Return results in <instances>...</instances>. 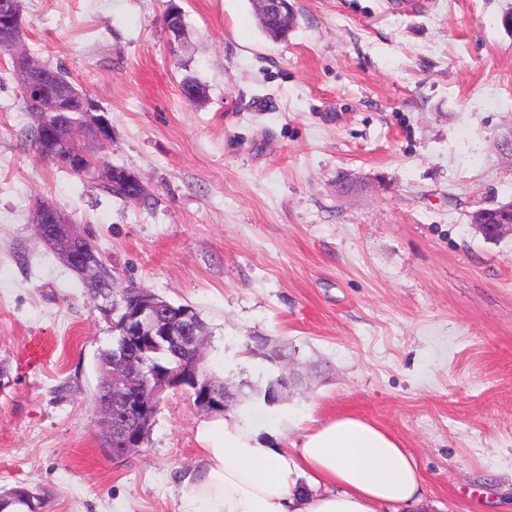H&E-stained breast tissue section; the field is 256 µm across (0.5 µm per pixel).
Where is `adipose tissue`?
Instances as JSON below:
<instances>
[{
    "label": "adipose tissue",
    "instance_id": "ef3b65f1",
    "mask_svg": "<svg viewBox=\"0 0 512 512\" xmlns=\"http://www.w3.org/2000/svg\"><path fill=\"white\" fill-rule=\"evenodd\" d=\"M289 425L263 408L202 423L183 512H420L424 478L394 434L339 412L286 446Z\"/></svg>",
    "mask_w": 512,
    "mask_h": 512
}]
</instances>
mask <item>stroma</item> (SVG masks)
<instances>
[{
    "mask_svg": "<svg viewBox=\"0 0 512 512\" xmlns=\"http://www.w3.org/2000/svg\"><path fill=\"white\" fill-rule=\"evenodd\" d=\"M183 14L172 41L163 14ZM288 40L252 0H24L26 50L106 112L100 154L153 202L38 156L0 53V490L40 512H181L209 412L167 391L143 446L107 456L92 399L112 324L40 241L37 200L90 233L116 287L192 305L236 388L297 348L288 437L349 411L399 437L425 512L512 506V237L469 212L512 197V0H294ZM195 73L207 98L184 97ZM42 505V498L25 486H15L0 492V512L14 506L18 508H13V511L37 512Z\"/></svg>",
    "mask_w": 512,
    "mask_h": 512,
    "instance_id": "1",
    "label": "stroma"
}]
</instances>
